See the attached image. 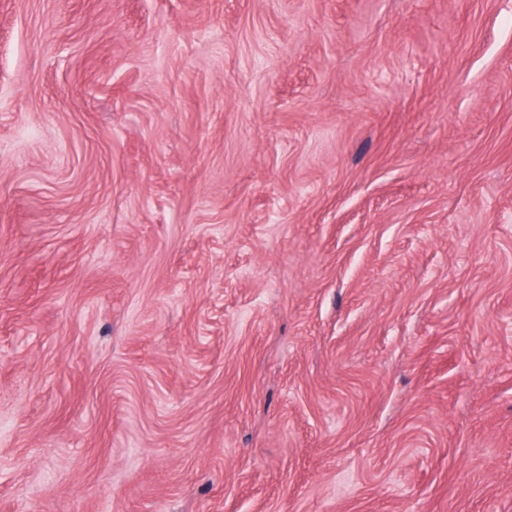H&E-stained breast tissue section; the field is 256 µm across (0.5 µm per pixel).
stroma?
<instances>
[{
  "instance_id": "stroma-1",
  "label": "stroma",
  "mask_w": 512,
  "mask_h": 512,
  "mask_svg": "<svg viewBox=\"0 0 512 512\" xmlns=\"http://www.w3.org/2000/svg\"><path fill=\"white\" fill-rule=\"evenodd\" d=\"M0 512H512V0H0Z\"/></svg>"
}]
</instances>
